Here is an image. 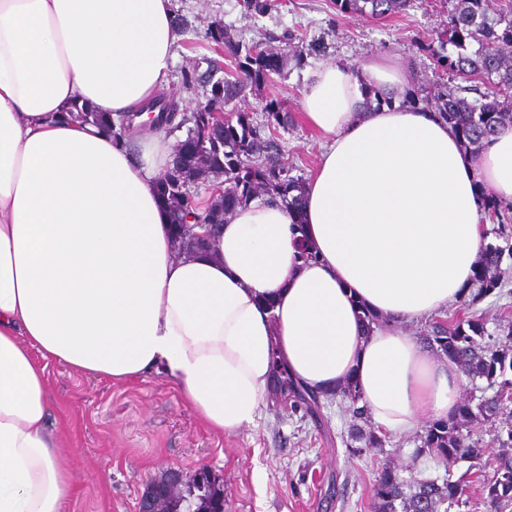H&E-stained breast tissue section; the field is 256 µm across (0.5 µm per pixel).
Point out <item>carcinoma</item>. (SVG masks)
Masks as SVG:
<instances>
[{
  "mask_svg": "<svg viewBox=\"0 0 512 512\" xmlns=\"http://www.w3.org/2000/svg\"><path fill=\"white\" fill-rule=\"evenodd\" d=\"M414 0H332L337 13L349 16L364 14L373 20L389 19L412 4ZM493 0H459L448 15V25L431 42L420 46L438 65L466 82L484 86L480 98L471 100L467 86L455 88L437 85L419 96L407 90L404 97L411 104L421 101L424 108L436 112L448 122L464 147L480 151L499 128L512 126V5L498 17H489ZM245 15L255 17L276 6L274 0H244ZM206 38L231 58L238 75L224 78V94L204 105L207 112H219L231 106L246 89L258 90L271 76L283 70L285 57L267 54L256 43L243 44L220 22L210 26ZM453 47L450 53L447 47ZM264 126L270 130L266 139L259 137L260 126L250 112H240L224 126L199 125V146L188 158L174 164L172 177L185 183H197L209 176H224V195H216L209 205L214 224L224 223L226 214L249 204L253 190L258 188L266 198L288 207L295 218L294 230L303 231L297 221L305 180L292 175L288 154L275 136V131L295 124V117L278 100H267L261 110ZM224 143V157L211 148ZM498 237L506 246L481 243L475 284L478 289L459 299V308L471 310L487 296L501 288L503 257H512L509 235ZM487 323L476 314L436 319L429 324L420 342L453 360L466 379L473 382L485 378L498 384L491 396L479 399L476 407L463 404L454 414L438 420L421 436L422 448L439 458L448 468L456 463L480 456L478 442L471 435V424L495 420L512 403V349H497ZM288 400L292 412L310 414L320 398L349 402L353 413L361 417L366 407L358 406L357 385L347 380L330 393L309 390L297 383L279 363H274L272 399ZM466 475L437 482L425 481L416 490L405 492L404 480L391 468L381 470L374 489L376 512H449L459 505ZM482 488L490 512H506L512 507V454L498 458L492 473L484 476Z\"/></svg>",
  "mask_w": 512,
  "mask_h": 512,
  "instance_id": "obj_1",
  "label": "carcinoma"
}]
</instances>
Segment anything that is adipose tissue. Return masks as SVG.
I'll list each match as a JSON object with an SVG mask.
<instances>
[{
    "label": "adipose tissue",
    "mask_w": 512,
    "mask_h": 512,
    "mask_svg": "<svg viewBox=\"0 0 512 512\" xmlns=\"http://www.w3.org/2000/svg\"><path fill=\"white\" fill-rule=\"evenodd\" d=\"M180 37L171 0H0V512H65L51 360L117 384L165 369L227 435L254 424L277 361L316 391L354 379L395 435L458 404L457 365L404 327L472 284L482 200L512 202V127L475 154L435 113L366 107L365 89L400 88L406 70L320 63L301 99L322 139L303 233L258 198L181 253L157 192L164 131L135 152L65 118L76 104L115 118L145 106ZM365 308L385 327L364 331Z\"/></svg>",
    "instance_id": "ef3b65f1"
}]
</instances>
